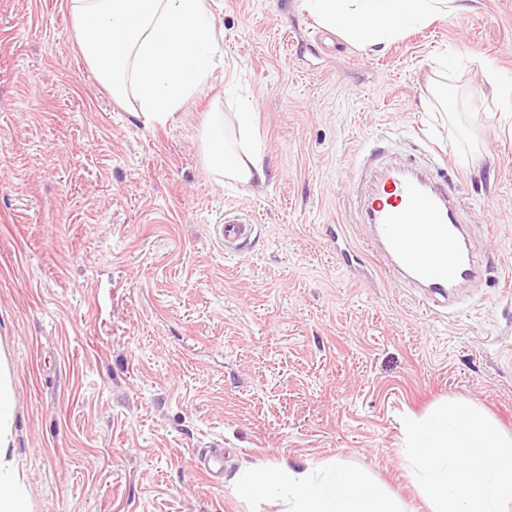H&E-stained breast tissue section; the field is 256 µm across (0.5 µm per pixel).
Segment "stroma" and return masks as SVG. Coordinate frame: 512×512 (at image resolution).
I'll return each instance as SVG.
<instances>
[{
	"label": "stroma",
	"instance_id": "1",
	"mask_svg": "<svg viewBox=\"0 0 512 512\" xmlns=\"http://www.w3.org/2000/svg\"><path fill=\"white\" fill-rule=\"evenodd\" d=\"M210 2L215 67L148 127L95 77L69 0H0V348L34 510L283 512L233 486L284 461L361 471L428 512L401 415L464 398L512 433V112L471 63L512 72V0L374 51L304 0ZM247 106L266 180L219 181L202 131ZM374 150L491 227L483 280L449 312L360 244L350 174ZM228 207L257 224L232 256L215 237ZM215 444L216 479L198 468Z\"/></svg>",
	"mask_w": 512,
	"mask_h": 512
}]
</instances>
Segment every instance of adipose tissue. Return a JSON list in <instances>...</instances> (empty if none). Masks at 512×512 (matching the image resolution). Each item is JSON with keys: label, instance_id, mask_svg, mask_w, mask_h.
<instances>
[{"label": "adipose tissue", "instance_id": "obj_1", "mask_svg": "<svg viewBox=\"0 0 512 512\" xmlns=\"http://www.w3.org/2000/svg\"><path fill=\"white\" fill-rule=\"evenodd\" d=\"M80 48L114 99L130 100L145 125H166L212 67L219 34L209 0H70ZM319 23L357 42L383 45L415 24L463 11V0H306ZM207 165L241 184L264 180L248 143L229 149L220 121L202 134ZM13 380L0 353V512H33L14 453ZM236 495L244 500L277 496L286 512H402L358 471L328 466H265L241 474Z\"/></svg>", "mask_w": 512, "mask_h": 512}]
</instances>
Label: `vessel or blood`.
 I'll return each mask as SVG.
<instances>
[{"mask_svg":"<svg viewBox=\"0 0 512 512\" xmlns=\"http://www.w3.org/2000/svg\"><path fill=\"white\" fill-rule=\"evenodd\" d=\"M361 222L369 231L367 246L386 258L401 284L423 289L427 303L452 305L456 288L481 275L478 240L452 191L423 177L413 164L380 169L364 199ZM215 231L225 253L232 254L251 241L256 226L230 208Z\"/></svg>","mask_w":512,"mask_h":512,"instance_id":"obj_1","label":"vessel or blood"}]
</instances>
